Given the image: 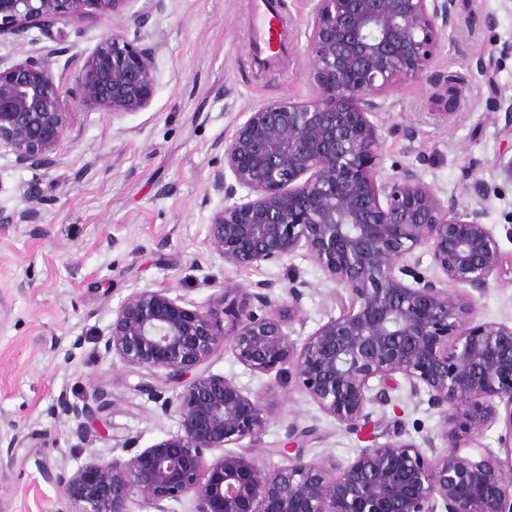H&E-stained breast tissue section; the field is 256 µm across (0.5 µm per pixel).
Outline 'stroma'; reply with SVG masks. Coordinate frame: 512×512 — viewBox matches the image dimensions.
I'll use <instances>...</instances> for the list:
<instances>
[{
    "mask_svg": "<svg viewBox=\"0 0 512 512\" xmlns=\"http://www.w3.org/2000/svg\"><path fill=\"white\" fill-rule=\"evenodd\" d=\"M311 8L310 0H282L293 49L274 70L249 56L250 0L151 7L124 0L108 12L86 7L78 22L63 19L47 32L0 37L1 62L42 55L57 73L111 33L156 57L145 109L114 116L68 102L71 128L53 167L25 168L0 150V210L37 213L31 223H0V512H70L54 475L72 474L94 456L127 459L177 432V417L140 393V375L101 343L113 309L135 289L166 288L200 304L217 292L210 274L234 287L275 283L278 297L295 278L305 284L301 336L339 315L335 284L309 258L240 269L224 264L207 239L224 205L209 178L223 167L236 125L267 103L314 94L305 33ZM456 10L463 26L442 31L423 80L390 93L376 114L380 167L387 174L411 168L448 203L482 210L508 261L512 179L500 153L512 124V54L501 50L512 47V0H456ZM492 61L493 88L483 74ZM469 168L485 198L466 191ZM474 318L512 324V278L490 276ZM209 370L262 397L268 426L255 454L268 469L283 465L278 450L292 423L313 428L305 457L327 466L347 464L394 429L419 444L441 428L437 410L404 383L389 405L373 406L371 426L352 430L322 413L288 373H254L224 352ZM97 388L106 394L109 435L82 439L58 402H81Z\"/></svg>",
    "mask_w": 512,
    "mask_h": 512,
    "instance_id": "35a3bbf8",
    "label": "stroma"
}]
</instances>
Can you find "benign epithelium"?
I'll return each mask as SVG.
<instances>
[{"label":"benign epithelium","mask_w":512,"mask_h":512,"mask_svg":"<svg viewBox=\"0 0 512 512\" xmlns=\"http://www.w3.org/2000/svg\"><path fill=\"white\" fill-rule=\"evenodd\" d=\"M126 0H0V35L82 18L85 6ZM308 51L315 93L266 104L236 125L211 186L224 207L208 240L226 264L260 268L303 252L336 284L341 312L299 342L301 284L276 300L274 284L220 287V307L141 288L112 310L104 350L145 372L138 390L178 417L179 430L127 460L95 457L62 479L75 512H170L190 495L195 512H512V325L476 322L477 298L503 269L481 211L449 207L405 168L380 176L383 137L371 120L383 97L421 80L438 26L460 28L455 0H312ZM155 51L108 34L60 74L30 56L0 69V148L18 165L48 169L68 136L64 97L124 114L146 108ZM233 182H227V177ZM247 194L238 196V190ZM426 247L439 272L419 270ZM453 285L448 289L447 285ZM253 373L288 370L319 410L354 429L371 422L399 387L426 394L442 430L424 446L401 439L364 448L346 465L305 460L313 429L288 427L285 464L262 468L230 446L259 440L260 398L211 374L219 350ZM179 389L166 398L150 379ZM505 405L507 460L477 438ZM104 392L62 403L82 434L98 423ZM218 450L211 458L207 453Z\"/></svg>","instance_id":"obj_1"}]
</instances>
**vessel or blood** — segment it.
<instances>
[{
  "instance_id": "1",
  "label": "vessel or blood",
  "mask_w": 512,
  "mask_h": 512,
  "mask_svg": "<svg viewBox=\"0 0 512 512\" xmlns=\"http://www.w3.org/2000/svg\"><path fill=\"white\" fill-rule=\"evenodd\" d=\"M252 8L249 32L252 58L262 66L274 65L287 51L290 40L278 0H252Z\"/></svg>"
}]
</instances>
